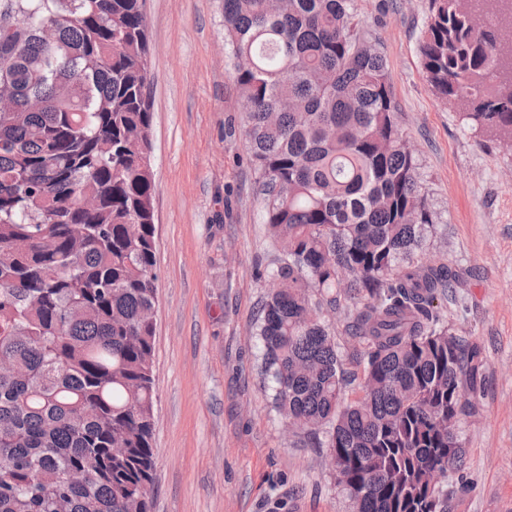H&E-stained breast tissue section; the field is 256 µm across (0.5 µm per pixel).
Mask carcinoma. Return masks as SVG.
Returning a JSON list of instances; mask_svg holds the SVG:
<instances>
[{
	"label": "carcinoma",
	"mask_w": 512,
	"mask_h": 512,
	"mask_svg": "<svg viewBox=\"0 0 512 512\" xmlns=\"http://www.w3.org/2000/svg\"><path fill=\"white\" fill-rule=\"evenodd\" d=\"M507 1L428 0L418 51L438 99L512 148ZM224 44L288 256L255 321L275 407L322 435L353 512H450L429 477L465 466L484 354L439 315L462 278L416 259L434 213L387 60L354 0H224ZM149 56L143 0H0V512H151ZM343 306L353 399L318 316Z\"/></svg>",
	"instance_id": "carcinoma-1"
}]
</instances>
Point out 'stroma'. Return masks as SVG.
I'll list each match as a JSON object with an SVG mask.
<instances>
[{
	"instance_id": "obj_1",
	"label": "stroma",
	"mask_w": 512,
	"mask_h": 512,
	"mask_svg": "<svg viewBox=\"0 0 512 512\" xmlns=\"http://www.w3.org/2000/svg\"><path fill=\"white\" fill-rule=\"evenodd\" d=\"M385 55L398 121L438 222L419 256L465 286L438 308L485 353L476 415L457 424L464 475L451 512H512V150L466 127L422 75L428 0H355ZM153 75L157 298L151 512H351L327 449L271 405L253 321L276 253L239 131L222 0H145ZM347 372L362 346L325 309Z\"/></svg>"
}]
</instances>
